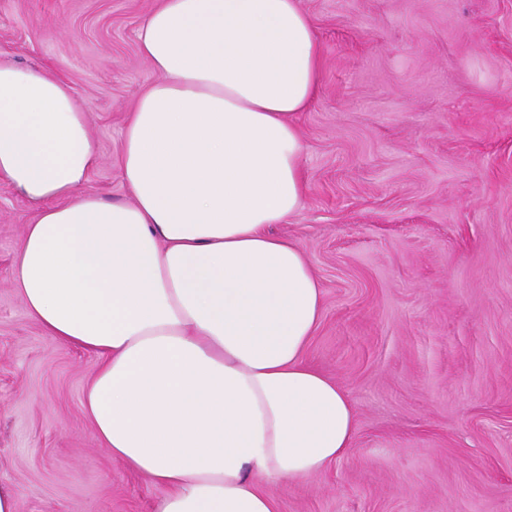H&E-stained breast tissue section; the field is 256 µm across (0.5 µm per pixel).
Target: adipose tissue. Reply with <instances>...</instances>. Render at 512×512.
Returning <instances> with one entry per match:
<instances>
[{
  "label": "adipose tissue",
  "mask_w": 512,
  "mask_h": 512,
  "mask_svg": "<svg viewBox=\"0 0 512 512\" xmlns=\"http://www.w3.org/2000/svg\"><path fill=\"white\" fill-rule=\"evenodd\" d=\"M160 75L123 132L111 203L71 87L0 59V179L34 216L13 286L57 344L96 362L83 405L113 458L165 487L156 512H277L270 485L351 448L354 404L305 359L323 294L271 227L301 205L295 124L321 48L297 0H158Z\"/></svg>",
  "instance_id": "adipose-tissue-1"
}]
</instances>
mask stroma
Masks as SVG:
<instances>
[{
	"label": "stroma",
	"mask_w": 512,
	"mask_h": 512,
	"mask_svg": "<svg viewBox=\"0 0 512 512\" xmlns=\"http://www.w3.org/2000/svg\"><path fill=\"white\" fill-rule=\"evenodd\" d=\"M153 0H0V58L74 90L100 163L82 190L125 201L126 114L158 73ZM318 93L295 242L323 290L305 357L348 392L356 434L278 512H512V0H298ZM30 205L0 181V484L16 512H155L94 437L92 356L46 336L12 286Z\"/></svg>",
	"instance_id": "35a3bbf8"
}]
</instances>
